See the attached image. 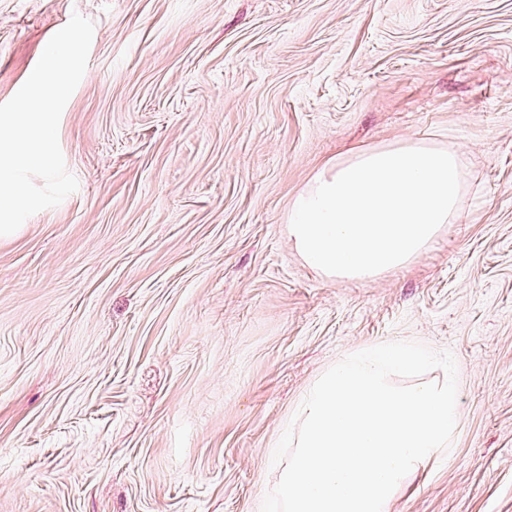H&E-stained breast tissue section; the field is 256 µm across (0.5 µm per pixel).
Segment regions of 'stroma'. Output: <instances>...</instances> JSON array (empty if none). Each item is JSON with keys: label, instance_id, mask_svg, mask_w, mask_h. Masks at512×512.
<instances>
[{"label": "stroma", "instance_id": "1", "mask_svg": "<svg viewBox=\"0 0 512 512\" xmlns=\"http://www.w3.org/2000/svg\"><path fill=\"white\" fill-rule=\"evenodd\" d=\"M77 191L0 239V512H260L337 360L450 352L451 448L391 512H512V0H0V103L72 14ZM462 148V214L329 278L288 238L326 160Z\"/></svg>", "mask_w": 512, "mask_h": 512}]
</instances>
